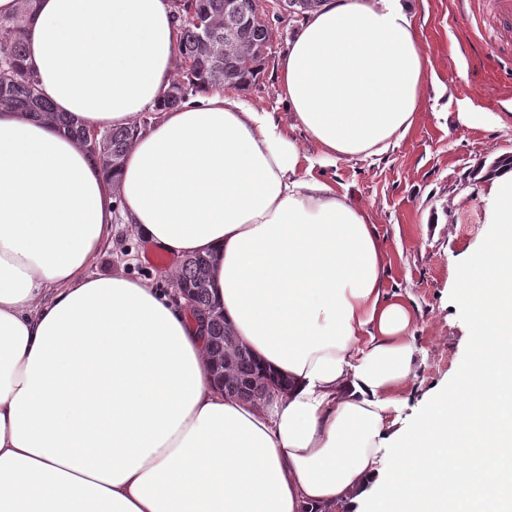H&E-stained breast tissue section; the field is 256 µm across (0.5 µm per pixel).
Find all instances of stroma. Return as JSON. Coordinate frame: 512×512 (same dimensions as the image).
Wrapping results in <instances>:
<instances>
[{"label": "stroma", "instance_id": "obj_1", "mask_svg": "<svg viewBox=\"0 0 512 512\" xmlns=\"http://www.w3.org/2000/svg\"><path fill=\"white\" fill-rule=\"evenodd\" d=\"M272 41L260 84L242 91L248 103L291 117L277 96V63L300 21L282 18L275 0L263 5ZM480 29L468 27L457 0H420V39L434 72L424 88L417 121L394 150L340 159L319 172L333 186H348L364 206L388 252L386 290L411 308L415 376L405 393L406 421L422 417L435 390L453 383L471 355V323L457 299L464 258L481 251L497 227L495 199L482 175L493 160L512 153V40L499 34L492 0H472ZM480 113L477 121L462 120ZM155 248L123 221L112 224L107 246L90 265L92 275L123 274L156 287L175 285L170 269L152 260Z\"/></svg>", "mask_w": 512, "mask_h": 512}]
</instances>
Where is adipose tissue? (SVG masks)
<instances>
[{
    "mask_svg": "<svg viewBox=\"0 0 512 512\" xmlns=\"http://www.w3.org/2000/svg\"><path fill=\"white\" fill-rule=\"evenodd\" d=\"M170 0H37L26 65L55 109L137 133L115 184L51 122L0 111V512H512V168L458 299L474 352L402 427L414 316L366 210L315 169L413 128L415 0H323L278 62L274 113L171 84ZM214 262L224 319L288 389L225 394L175 294L88 275L115 214Z\"/></svg>",
    "mask_w": 512,
    "mask_h": 512,
    "instance_id": "adipose-tissue-1",
    "label": "adipose tissue"
}]
</instances>
